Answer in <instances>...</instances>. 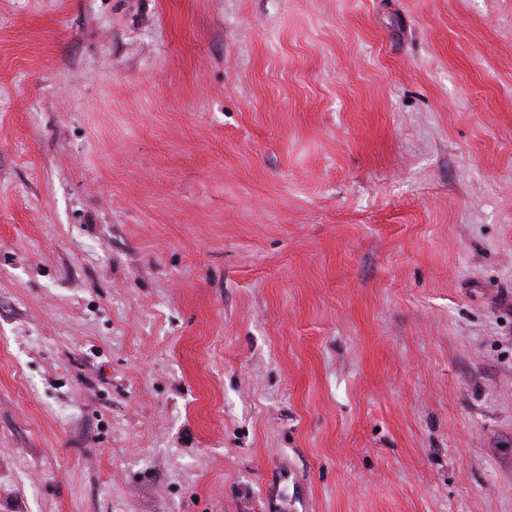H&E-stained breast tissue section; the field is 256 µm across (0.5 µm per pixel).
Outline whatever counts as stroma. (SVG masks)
Listing matches in <instances>:
<instances>
[{
	"mask_svg": "<svg viewBox=\"0 0 512 512\" xmlns=\"http://www.w3.org/2000/svg\"><path fill=\"white\" fill-rule=\"evenodd\" d=\"M0 512H512V0H0Z\"/></svg>",
	"mask_w": 512,
	"mask_h": 512,
	"instance_id": "1",
	"label": "stroma"
}]
</instances>
